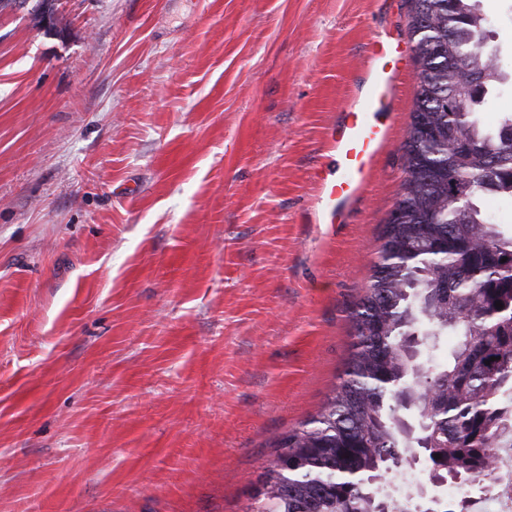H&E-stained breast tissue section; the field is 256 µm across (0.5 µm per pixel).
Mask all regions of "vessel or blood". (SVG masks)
<instances>
[{
	"instance_id": "1",
	"label": "vessel or blood",
	"mask_w": 512,
	"mask_h": 512,
	"mask_svg": "<svg viewBox=\"0 0 512 512\" xmlns=\"http://www.w3.org/2000/svg\"><path fill=\"white\" fill-rule=\"evenodd\" d=\"M398 46L378 36L372 46L359 100L346 106L329 129L333 175L317 178L319 218L339 224L367 189L378 156L388 146L399 73L391 58Z\"/></svg>"
}]
</instances>
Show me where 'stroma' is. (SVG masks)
<instances>
[{
    "label": "stroma",
    "mask_w": 512,
    "mask_h": 512,
    "mask_svg": "<svg viewBox=\"0 0 512 512\" xmlns=\"http://www.w3.org/2000/svg\"><path fill=\"white\" fill-rule=\"evenodd\" d=\"M410 0H55L0 14V512H248L344 376L416 65L347 223L328 127ZM512 68V7L484 0Z\"/></svg>",
    "instance_id": "stroma-1"
}]
</instances>
